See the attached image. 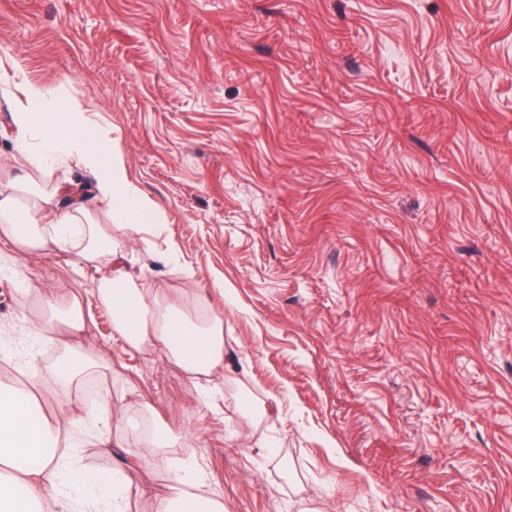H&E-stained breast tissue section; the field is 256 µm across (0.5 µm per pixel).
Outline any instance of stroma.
<instances>
[{
  "label": "stroma",
  "instance_id": "stroma-1",
  "mask_svg": "<svg viewBox=\"0 0 512 512\" xmlns=\"http://www.w3.org/2000/svg\"><path fill=\"white\" fill-rule=\"evenodd\" d=\"M26 81L164 213L130 240L88 197L129 269L224 317L203 393L114 337L107 265L0 239V371L53 415L38 296L79 300L113 416L85 463L131 474L128 512L170 484L131 420L224 512H512V0H0V182L48 196L92 178L18 147Z\"/></svg>",
  "mask_w": 512,
  "mask_h": 512
}]
</instances>
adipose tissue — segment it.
<instances>
[{"label": "adipose tissue", "mask_w": 512, "mask_h": 512, "mask_svg": "<svg viewBox=\"0 0 512 512\" xmlns=\"http://www.w3.org/2000/svg\"><path fill=\"white\" fill-rule=\"evenodd\" d=\"M12 110L19 143L40 131L45 143L64 144L93 177L96 198L128 236L161 223L156 204L128 178L112 137L75 120L78 107L40 86L27 84ZM51 198L34 196L27 209L16 208L14 195L0 190V237L35 252L52 242L69 247L79 263L109 262L97 288L112 314V330L128 347H162L190 378L211 375L224 364V318L203 309L189 315L165 302L163 289L142 288L128 271L125 253L112 238L111 224H83L85 205H67L50 217ZM61 356L50 366L34 369L36 385L58 384L60 399L54 416L39 413L28 394L0 385V512H125L130 479L83 468L80 450L69 438L77 422L70 388L88 367L73 343L61 342ZM172 493L159 512H223L217 498L196 492L200 476L187 466L171 471Z\"/></svg>", "instance_id": "ef3b65f1"}]
</instances>
